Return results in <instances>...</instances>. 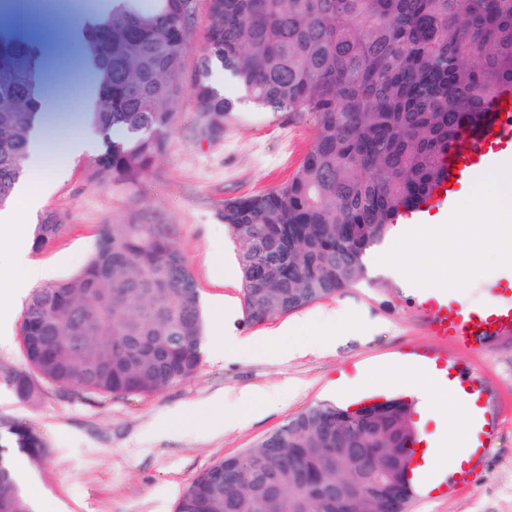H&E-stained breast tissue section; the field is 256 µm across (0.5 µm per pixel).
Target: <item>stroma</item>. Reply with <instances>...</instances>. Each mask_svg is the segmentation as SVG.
I'll return each mask as SVG.
<instances>
[{
  "mask_svg": "<svg viewBox=\"0 0 512 512\" xmlns=\"http://www.w3.org/2000/svg\"><path fill=\"white\" fill-rule=\"evenodd\" d=\"M73 4L88 10L95 0H34L18 17L22 25L51 32V67L65 101L79 97L88 81L76 46L57 31V16ZM176 109L181 122L138 185L91 176L90 150L51 179L49 191L21 222L32 230L46 213L68 218L60 236L29 256L37 284L81 270L100 225L122 224L134 212L148 211L179 227L178 246L200 292L207 349L221 334L259 337L292 322L319 329L330 319H343L351 332L336 344H313L290 358L261 350L217 361L207 352L185 383L144 398L89 401L74 389L44 383L34 398L23 399L0 377V448L24 460L35 512H175L182 491L202 470L252 447L310 407L346 405L344 390H358L364 374L432 348L409 289L371 263L357 287L251 323L237 245L223 221L224 202L287 180L314 139L315 122L243 105L213 133L200 120L192 93L183 94ZM448 362L469 372L487 393L492 441L468 483L435 500L417 488L405 510L512 512V338L470 352L449 351ZM244 388L257 391L262 403L246 410L242 425L225 427L224 401ZM19 428L41 437L51 451L47 462L24 459L17 449Z\"/></svg>",
  "mask_w": 512,
  "mask_h": 512,
  "instance_id": "stroma-1",
  "label": "stroma"
}]
</instances>
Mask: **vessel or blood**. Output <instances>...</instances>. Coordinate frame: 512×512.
Returning <instances> with one entry per match:
<instances>
[{"mask_svg": "<svg viewBox=\"0 0 512 512\" xmlns=\"http://www.w3.org/2000/svg\"><path fill=\"white\" fill-rule=\"evenodd\" d=\"M488 113L486 128L463 133L456 147L445 158L444 169L454 172L455 185L434 192L432 198L423 204V211H447L456 200L457 183L478 178L493 165L512 163V104H492ZM415 302L436 349L431 358L424 360V369L441 376L444 385L459 397L481 403V387L474 381L452 374L448 369L446 352L450 349L458 352L474 350L486 346L496 337L512 334V290L491 289L486 303L476 308L463 307L425 288L420 289ZM487 446L486 436H479L477 444L461 455L459 467L451 481L438 479L435 473L418 463L412 471V482L416 485L424 482L434 484L436 494H447L449 483L465 482L474 458L480 457Z\"/></svg>", "mask_w": 512, "mask_h": 512, "instance_id": "vessel-or-blood-1", "label": "vessel or blood"}]
</instances>
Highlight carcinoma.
Wrapping results in <instances>:
<instances>
[{
  "label": "carcinoma",
  "mask_w": 512,
  "mask_h": 512,
  "mask_svg": "<svg viewBox=\"0 0 512 512\" xmlns=\"http://www.w3.org/2000/svg\"><path fill=\"white\" fill-rule=\"evenodd\" d=\"M213 23L191 83L184 77L197 0H103L81 15L77 48L90 77L81 113L99 136L92 174L134 185L179 122L186 89L211 122L236 111L212 85L217 69L255 112L311 114L315 140L276 188L224 201L253 323L358 286L364 258L404 210L444 174L459 137L481 128L491 102L512 95V0H208ZM42 74L32 41L0 25V208L27 173L41 127ZM66 217L49 212L34 243L50 245ZM178 227L133 219L103 224L77 274L36 288L21 320L27 369L4 379L19 397L34 377L85 396L146 397L201 365L200 295L177 244ZM390 424L410 404L391 398ZM345 408L300 413L253 447L201 471L176 512H353L351 469L336 449ZM371 411L348 424L379 447ZM23 452L49 449L30 430ZM0 512H33L0 448Z\"/></svg>",
  "instance_id": "1"
}]
</instances>
